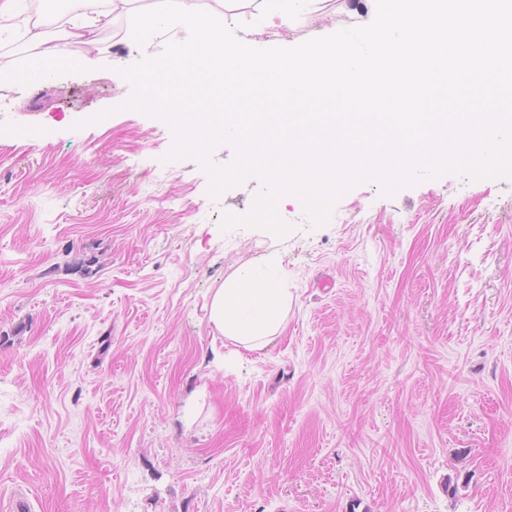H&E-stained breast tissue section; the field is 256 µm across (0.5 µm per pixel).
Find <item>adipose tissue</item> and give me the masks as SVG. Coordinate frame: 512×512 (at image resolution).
Returning <instances> with one entry per match:
<instances>
[{"mask_svg": "<svg viewBox=\"0 0 512 512\" xmlns=\"http://www.w3.org/2000/svg\"><path fill=\"white\" fill-rule=\"evenodd\" d=\"M29 42L37 51L31 68L17 72L0 68V82L32 78L45 74L66 56L64 41L48 36L41 23L27 29ZM277 260L248 267L225 281L214 294L210 320L225 338L248 348L267 344L279 329L288 303L287 292L279 288Z\"/></svg>", "mask_w": 512, "mask_h": 512, "instance_id": "adipose-tissue-1", "label": "adipose tissue"}]
</instances>
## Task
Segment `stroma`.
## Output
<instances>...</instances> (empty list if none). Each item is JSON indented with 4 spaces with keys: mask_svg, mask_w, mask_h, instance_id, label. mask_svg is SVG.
I'll return each mask as SVG.
<instances>
[{
    "mask_svg": "<svg viewBox=\"0 0 512 512\" xmlns=\"http://www.w3.org/2000/svg\"><path fill=\"white\" fill-rule=\"evenodd\" d=\"M314 0L287 26L240 0L245 43L365 25ZM128 14L50 79L0 83V506L23 512H512V177L367 180L324 224L251 176L209 193L160 118L126 108ZM282 262L263 348L224 338L213 295ZM458 478L449 493V478Z\"/></svg>",
    "mask_w": 512,
    "mask_h": 512,
    "instance_id": "1",
    "label": "stroma"
}]
</instances>
